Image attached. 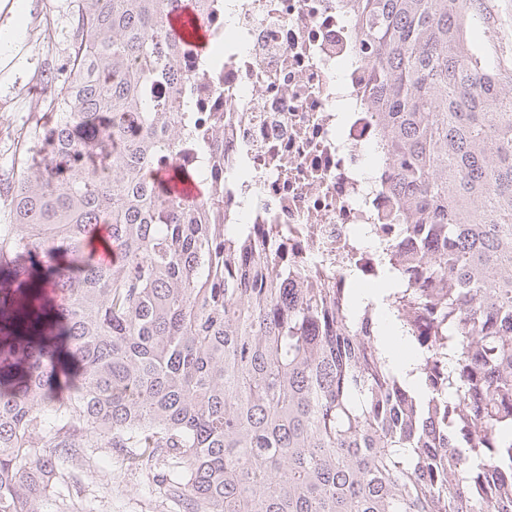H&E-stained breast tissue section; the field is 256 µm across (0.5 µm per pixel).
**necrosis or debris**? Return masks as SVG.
Masks as SVG:
<instances>
[{
	"label": "necrosis or debris",
	"mask_w": 512,
	"mask_h": 512,
	"mask_svg": "<svg viewBox=\"0 0 512 512\" xmlns=\"http://www.w3.org/2000/svg\"><path fill=\"white\" fill-rule=\"evenodd\" d=\"M350 0H209L203 51L180 62L186 96L201 117L176 160L214 191L220 221L276 240L311 288L319 276L343 288L371 282L376 258L409 288L425 287L403 238L388 168L366 158L384 142L375 112L359 103L372 78Z\"/></svg>",
	"instance_id": "necrosis-or-debris-1"
}]
</instances>
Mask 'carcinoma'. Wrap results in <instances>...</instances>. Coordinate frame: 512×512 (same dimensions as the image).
Returning <instances> with one entry per match:
<instances>
[{
    "instance_id": "carcinoma-1",
    "label": "carcinoma",
    "mask_w": 512,
    "mask_h": 512,
    "mask_svg": "<svg viewBox=\"0 0 512 512\" xmlns=\"http://www.w3.org/2000/svg\"><path fill=\"white\" fill-rule=\"evenodd\" d=\"M182 2L71 0L49 122L0 165V262L63 245L79 260L8 268L0 512H40L57 461L103 439L164 462L183 512H512V71L471 39L486 0H355L384 189L433 285L379 305L415 348L407 372L378 305L295 287L264 234L157 184L190 126L168 23ZM102 226L110 265L84 253ZM45 284L68 303L43 310ZM74 361L81 383L59 398ZM380 338L385 346L386 356L389 357L393 364L402 366L408 361L405 355H403L407 350L408 342L393 325L388 327L382 326ZM410 363L408 362L403 366L404 371L410 369Z\"/></svg>"
}]
</instances>
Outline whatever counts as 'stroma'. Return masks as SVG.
Returning a JSON list of instances; mask_svg holds the SVG:
<instances>
[{"instance_id": "obj_1", "label": "stroma", "mask_w": 512, "mask_h": 512, "mask_svg": "<svg viewBox=\"0 0 512 512\" xmlns=\"http://www.w3.org/2000/svg\"><path fill=\"white\" fill-rule=\"evenodd\" d=\"M50 3L53 13L46 19L38 0H31L21 64L0 77V162L15 149L11 131L31 120L32 105L47 93L41 71L67 57L69 0ZM129 456V449L102 447L60 459V476L41 512H179L159 490L153 473L131 466Z\"/></svg>"}]
</instances>
